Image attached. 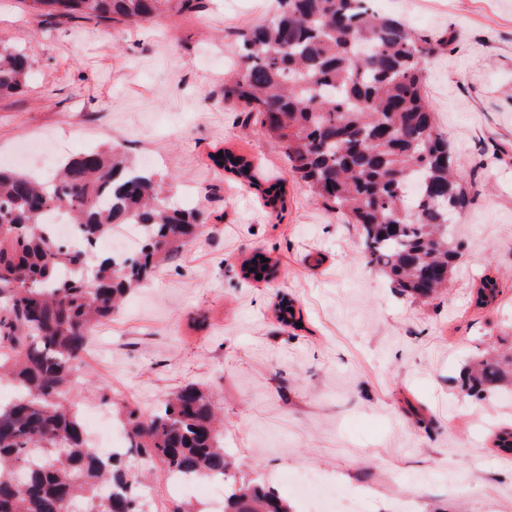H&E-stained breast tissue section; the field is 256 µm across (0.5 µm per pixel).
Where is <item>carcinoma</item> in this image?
Returning a JSON list of instances; mask_svg holds the SVG:
<instances>
[{
  "mask_svg": "<svg viewBox=\"0 0 512 512\" xmlns=\"http://www.w3.org/2000/svg\"><path fill=\"white\" fill-rule=\"evenodd\" d=\"M276 14L236 38L242 69L224 81V99L245 104L262 132L276 138L291 171L325 207L360 228L368 262L405 295L430 299L448 286L458 249L448 225L463 216L468 192L424 92L423 61L446 39L415 33L381 17L368 0H276ZM57 22L138 28L198 13L204 0H24ZM367 44L373 57L359 58ZM30 53L0 36V95L28 90ZM216 165L276 210L284 184L260 181L255 165L226 149ZM168 183L136 168L124 151L88 150L65 160L51 183L0 169V380L18 389L0 404V512H147L143 470L127 454L159 462L167 474L224 476V512H292L274 489L237 478L224 453L212 397L183 386L149 416L129 402L119 418L129 447L108 456L88 445L70 394L93 326L116 312L160 265L176 258L202 212L166 201ZM67 209L78 248L47 235L43 214ZM405 216L393 222L398 211ZM117 224L142 227L132 257H100L85 278L91 248ZM242 277L267 279L255 256ZM500 293L488 271L472 296L477 308ZM294 302H278L279 320L296 323ZM512 385V352L478 360L462 389L477 400ZM512 456V427L494 433Z\"/></svg>",
  "mask_w": 512,
  "mask_h": 512,
  "instance_id": "1",
  "label": "carcinoma"
}]
</instances>
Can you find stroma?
I'll use <instances>...</instances> for the list:
<instances>
[{
    "mask_svg": "<svg viewBox=\"0 0 512 512\" xmlns=\"http://www.w3.org/2000/svg\"><path fill=\"white\" fill-rule=\"evenodd\" d=\"M193 16L126 29L59 23L0 0V33L34 54L29 94L0 99V165L33 140L57 157L117 146L173 178L169 202L204 222L121 311L91 334L73 383L80 416L111 414L105 386L153 413L182 386L212 392L237 474L289 494L309 474L334 512H512V457L489 439L512 424V387L478 401L462 367L512 334V0H383L430 38L427 102L460 160L470 204L451 237L448 289L414 299L367 264L359 230L316 201L278 144L224 100L243 29L274 0H204ZM259 158L286 188L282 215L213 163ZM261 253L274 273L243 279ZM496 303L475 308L484 271ZM302 324L282 325L281 297Z\"/></svg>",
    "mask_w": 512,
    "mask_h": 512,
    "instance_id": "1",
    "label": "stroma"
}]
</instances>
